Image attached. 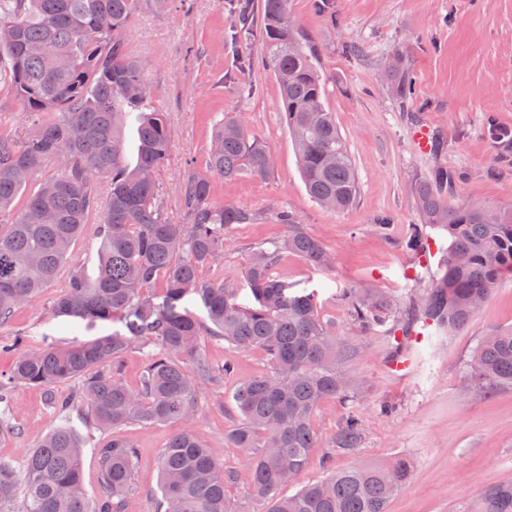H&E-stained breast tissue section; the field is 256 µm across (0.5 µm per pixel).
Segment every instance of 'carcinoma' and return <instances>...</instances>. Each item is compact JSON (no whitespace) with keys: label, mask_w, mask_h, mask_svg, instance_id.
Returning <instances> with one entry per match:
<instances>
[{"label":"carcinoma","mask_w":512,"mask_h":512,"mask_svg":"<svg viewBox=\"0 0 512 512\" xmlns=\"http://www.w3.org/2000/svg\"><path fill=\"white\" fill-rule=\"evenodd\" d=\"M137 0H0V79L27 106L34 127L21 140L0 137V214L29 190L23 209L0 226V322L33 300L58 277L85 224H100L98 275L73 271L52 312L121 328L86 343L19 356L0 375V400L18 385L41 386L57 423L22 464L0 459V512H135L133 478L139 450L120 431L130 425H179L159 457L156 512H236L227 488L237 473L224 469L195 434L198 397L220 387L236 365L213 366L198 344L203 332L231 348L260 349L269 369L242 381L233 393L234 427L227 447L244 455L250 496L266 512H387L409 482L414 463L397 455L382 464L331 470L294 494L319 433L313 419L326 399L349 405L333 447L360 448L364 425L354 379L345 368L351 344L320 313L314 293L272 275L280 250L316 266L331 254L289 213L285 238L258 246L246 270L255 304L240 308L222 282L201 277L224 251V231L254 215L211 200V178H264L274 160L238 112L224 114L212 134L206 170L184 173L180 187L185 222L175 224L160 205L156 173L169 154L171 132L164 113L149 106L145 66L129 53L126 29ZM289 0H236L231 38L262 32L263 59L280 88V117L299 159L309 195L341 211L355 204L359 182L352 156L324 102L311 46ZM400 97L409 90L401 59L390 66ZM134 119L138 157L125 162L122 129ZM52 174L31 188L46 169ZM108 195L101 200L100 181ZM455 182L438 167L416 187L422 223L448 238L433 287L397 303L377 293L349 296V316L365 336L382 332L390 355L432 321L438 334L464 328L490 298L501 276L512 273V205L444 202ZM158 285L160 294L150 289ZM196 297L209 323L184 306ZM146 350L139 385L122 379L123 357L134 345ZM193 364L187 369L185 361ZM79 382L62 397L53 385ZM479 390L512 388V328L495 329L474 349L466 375ZM82 409L87 434L71 425ZM110 431L98 447L97 493L82 484V456L93 431ZM481 512H512V485L485 490Z\"/></svg>","instance_id":"carcinoma-1"}]
</instances>
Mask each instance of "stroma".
<instances>
[{"label":"stroma","instance_id":"35a3bbf8","mask_svg":"<svg viewBox=\"0 0 512 512\" xmlns=\"http://www.w3.org/2000/svg\"><path fill=\"white\" fill-rule=\"evenodd\" d=\"M289 9L315 49L314 64L325 88V104L336 115L359 180L356 204L324 209L307 194L297 155L279 116V87L263 62L262 37L232 40L228 0H138L127 29L130 53L146 64L152 104L165 112L171 130L168 159L157 175L169 218L184 222L178 188L188 168L204 169L212 130L228 112L244 113L251 133L275 158L268 177L227 181L213 178L211 199L254 214L250 224L230 229L222 258L202 271L224 283L243 306L254 299L245 285L250 249L282 238L278 216L295 214L305 230L332 253L331 267L282 254L273 268L288 284L314 291L320 312L356 351L348 366L359 382L357 408L366 436L358 452L334 451L332 438L347 408L324 402L315 415L320 433L300 480L405 454L414 470L388 512H480L486 488L512 484V389L486 393L465 389L463 379L482 336L512 327V274L505 275L469 325L447 339L426 329L411 374L401 377L387 362L386 338L361 335L352 324L346 298L373 290L405 298L431 288L437 259L418 263L406 242L421 215L418 182L433 169L454 170L458 181L448 204H512V158L503 159L497 134L512 131V0H290ZM402 56L411 94L399 97L384 69ZM249 73L226 81L239 60ZM441 133V156L420 153L410 134L416 123ZM27 109L0 82V134L22 138L30 129ZM388 222L384 232L375 224ZM98 225H85L75 242L73 264L34 301L0 323V374L24 352L73 346L111 334L108 322L87 323L55 316L51 305L72 268L87 278L98 272ZM215 364L235 360L238 372L223 387L203 390L195 431L200 441L238 479L228 489L237 512H264L249 497L247 472L226 435L231 395L239 381L266 371L261 351H236L223 340L200 339ZM14 432L0 435V458L22 462L55 421L42 388H14L7 412ZM174 425L132 426L125 434L139 448L134 483L143 512H153L159 455Z\"/></svg>","mask_w":512,"mask_h":512}]
</instances>
